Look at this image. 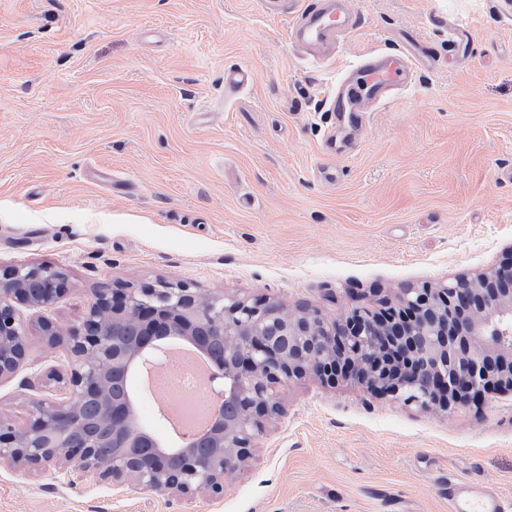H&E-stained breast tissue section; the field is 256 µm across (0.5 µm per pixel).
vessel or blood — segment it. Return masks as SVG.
Here are the masks:
<instances>
[{"label": "vessel or blood", "mask_w": 512, "mask_h": 512, "mask_svg": "<svg viewBox=\"0 0 512 512\" xmlns=\"http://www.w3.org/2000/svg\"><path fill=\"white\" fill-rule=\"evenodd\" d=\"M262 7L270 14L285 7L294 12L291 38L304 51L326 62L335 59L337 42L358 26L357 15L347 0H326L323 7L313 11L300 9L299 0H262ZM416 61V52L407 46L390 53L371 54L340 77L335 92L329 96L332 111L341 117L369 111L386 101L409 82ZM255 80V73L246 67L224 72V87L230 92L244 89ZM443 487L448 496V512H512V500L497 491L474 495L468 492L466 481L452 477L444 481Z\"/></svg>", "instance_id": "b4317fda"}]
</instances>
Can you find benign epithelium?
Here are the masks:
<instances>
[{"label": "benign epithelium", "mask_w": 512, "mask_h": 512, "mask_svg": "<svg viewBox=\"0 0 512 512\" xmlns=\"http://www.w3.org/2000/svg\"><path fill=\"white\" fill-rule=\"evenodd\" d=\"M65 286L62 272L39 266L0 270V380L25 363L29 328L18 306L46 307ZM39 333L66 355L55 374L63 399L28 398L31 420L0 417V465L37 471L49 464L131 482L152 493L218 497L224 478L254 446L264 418L280 410V389L294 379H355L422 410L454 411L512 389V256L480 278L457 276L435 288H405L401 302L356 308L329 320L262 298L207 295L181 286L105 288L82 323L67 330L44 320ZM224 343L210 386L234 417L182 441L173 468L165 444L138 418L137 400L112 398V377L132 379L160 365L161 338ZM98 404L103 433L82 434L80 408Z\"/></svg>", "instance_id": "obj_1"}]
</instances>
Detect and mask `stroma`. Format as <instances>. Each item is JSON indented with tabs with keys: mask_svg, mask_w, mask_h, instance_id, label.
<instances>
[{
	"mask_svg": "<svg viewBox=\"0 0 512 512\" xmlns=\"http://www.w3.org/2000/svg\"><path fill=\"white\" fill-rule=\"evenodd\" d=\"M349 2L339 65L405 34L436 60L360 122L259 0H0V267L67 277L21 317L66 329L97 289L169 283L333 319L512 253V0ZM64 364L33 336L0 416L61 397ZM281 404L223 497L2 464L0 512H448L449 476L512 497V391L444 415L306 377ZM255 73L247 67H235L225 70L224 87L227 91L235 92L253 84Z\"/></svg>",
	"mask_w": 512,
	"mask_h": 512,
	"instance_id": "35a3bbf8",
	"label": "stroma"
}]
</instances>
